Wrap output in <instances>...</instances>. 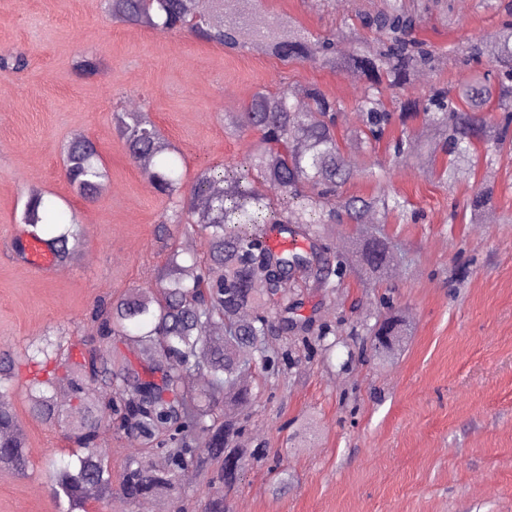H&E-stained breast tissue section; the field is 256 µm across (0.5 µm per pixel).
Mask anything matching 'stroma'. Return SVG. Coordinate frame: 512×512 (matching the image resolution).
Here are the masks:
<instances>
[{
    "label": "stroma",
    "mask_w": 512,
    "mask_h": 512,
    "mask_svg": "<svg viewBox=\"0 0 512 512\" xmlns=\"http://www.w3.org/2000/svg\"><path fill=\"white\" fill-rule=\"evenodd\" d=\"M422 35L461 49L500 18L481 0H421ZM383 0H262L252 16L315 33L336 27ZM25 53L18 73H0V352L23 354L48 336L79 341L90 313L152 284L170 247L186 250L194 233L158 227L167 206L130 159L112 125L113 111L148 112L180 155L185 184L201 166H233L257 133L230 134L224 117L241 112L259 89L318 85L344 108L337 134L358 127L364 76L311 64L282 63L261 49L231 53L191 32L113 23L101 0H0V51ZM100 59L94 77L77 74L78 56ZM451 59L413 77L401 96L431 87L449 92L487 71ZM94 139L109 178L96 201L77 197L64 177L62 147L75 134ZM381 164L384 182L366 177ZM352 176L337 199L382 192L407 199L383 226L399 256L380 278L350 276L332 293L296 284L303 315L329 328L326 347L301 336H272L288 364L252 407L250 432L268 455L246 466L231 496L233 512H512V152L459 170L445 183L417 154L393 157L386 145L353 149ZM493 192L474 211L476 186ZM76 214L86 241L49 274L27 266L12 244L31 189ZM412 334L381 359L372 329L384 302ZM9 401L19 414L32 467L0 469V512H57L42 475L48 457L68 460L65 428L34 417L23 384Z\"/></svg>",
    "instance_id": "1"
}]
</instances>
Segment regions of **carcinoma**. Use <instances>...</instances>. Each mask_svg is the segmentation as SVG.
<instances>
[{"label": "carcinoma", "mask_w": 512, "mask_h": 512, "mask_svg": "<svg viewBox=\"0 0 512 512\" xmlns=\"http://www.w3.org/2000/svg\"><path fill=\"white\" fill-rule=\"evenodd\" d=\"M258 0H105L112 22L161 31L187 29L198 39L234 51L264 48L283 62L306 61L329 69H354L368 81L356 108L360 126L351 136L370 151L386 137L395 120L419 117L442 137L448 162L440 171L451 181L455 171L512 145V20L484 36L470 38L463 62L488 61L494 69L461 87L453 97L432 87L415 99L394 94L416 74L432 70L441 50L417 37L423 22L405 0H388L376 12H361L354 22L320 34L270 20L254 27L248 15ZM21 52L0 51V72L27 67ZM74 67L93 76L102 70L96 58L77 57ZM500 86L494 108L491 82ZM392 92L386 99L385 92ZM300 107L286 90L256 92L229 128L259 135L255 150L233 168L205 167L184 190L175 150L143 112L118 110L114 129L131 160L152 171L153 190L170 205L165 224H182L202 241V259L186 261L173 248L151 286L91 313L95 333L63 348L46 339L23 359L0 354V468L25 475L22 421L5 394L19 366L35 368L26 393L29 411L42 421L66 426L78 447L63 466L49 463L45 478L61 505L60 512H87L89 492L106 500L117 493L128 501L168 495L184 498L179 482L189 467L206 479L209 492L203 512H229L228 494L242 480L246 462L262 457L261 448L244 439L248 409L257 399L245 379L251 373L274 376L288 355L272 353L266 338L311 336L319 343L329 329L315 315L301 314L292 287L302 279L316 288L334 289L352 271L382 273L392 261L386 240L369 225L379 216L404 210L405 204L382 192L372 198L336 200V188L351 170L336 133L343 107L313 84ZM501 113L493 124L484 113ZM63 170L69 186L93 201L107 180L97 144L85 135L63 147ZM276 190L269 196L262 187ZM346 215L356 225L353 263L336 254L332 225ZM30 237L63 260L83 243L86 231L76 216L57 215L48 194L31 190L21 216ZM302 242L301 248H275L271 239ZM266 277L265 288H255ZM407 324L389 311L375 335L404 336ZM203 374L210 388L198 393L194 378ZM67 385L70 398L57 397ZM131 436L144 454L124 461L119 482L96 448L101 426ZM153 456L167 458L155 468Z\"/></svg>", "instance_id": "cac0c4a2"}]
</instances>
